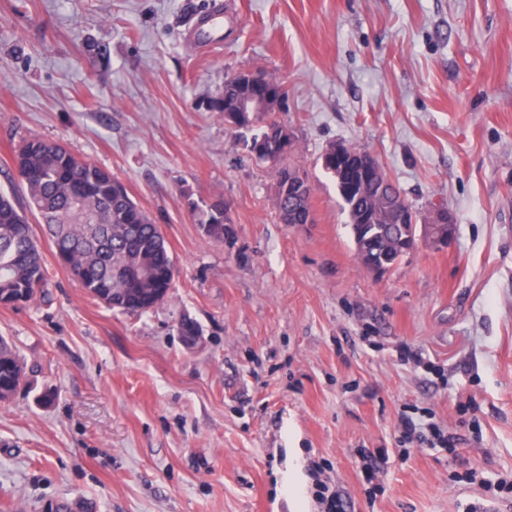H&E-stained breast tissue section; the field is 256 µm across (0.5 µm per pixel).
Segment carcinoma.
<instances>
[{
  "label": "carcinoma",
  "instance_id": "cac0c4a2",
  "mask_svg": "<svg viewBox=\"0 0 512 512\" xmlns=\"http://www.w3.org/2000/svg\"><path fill=\"white\" fill-rule=\"evenodd\" d=\"M249 101L245 83H224L221 105ZM250 111L240 113L239 128L261 124L252 142L263 140L268 149L278 147L283 124L273 109L249 101ZM367 153L356 146L346 150L349 173L360 176ZM13 161L20 191L0 190V304L33 300L46 280V262L28 215L37 216L42 235L51 243L59 263L77 277L84 288L113 310L142 315L164 302L173 286L175 262L158 225L133 200L126 186L109 171L79 158L59 142L38 136L22 139ZM336 181L342 210L347 214L356 247L366 239L379 246L367 260L388 267L405 255L402 244L415 234L417 213L400 188L382 173L350 192L336 168L323 165ZM280 187L293 196L275 200V208H292L297 223L312 214L311 189L299 169L275 170ZM204 235L222 241L231 234L230 220L221 202L193 205ZM25 367L16 346L0 336V401L9 400L21 387Z\"/></svg>",
  "mask_w": 512,
  "mask_h": 512
}]
</instances>
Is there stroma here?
Here are the masks:
<instances>
[{
    "instance_id": "obj_1",
    "label": "stroma",
    "mask_w": 512,
    "mask_h": 512,
    "mask_svg": "<svg viewBox=\"0 0 512 512\" xmlns=\"http://www.w3.org/2000/svg\"><path fill=\"white\" fill-rule=\"evenodd\" d=\"M254 69L288 91L313 223L280 221L274 166L211 109ZM32 135L120 179L176 275L126 315L49 252L36 298L0 306L26 364L0 402V512H267L287 478L303 489L288 512H322L323 484L346 512H470L486 499L471 471L512 472V0H0V186ZM332 142L422 215L447 209L452 241L417 236L368 270L319 161ZM215 200L221 243L191 208ZM424 415L447 447L400 443Z\"/></svg>"
}]
</instances>
